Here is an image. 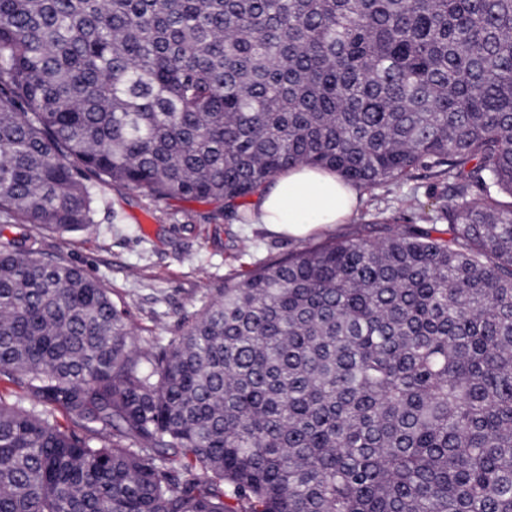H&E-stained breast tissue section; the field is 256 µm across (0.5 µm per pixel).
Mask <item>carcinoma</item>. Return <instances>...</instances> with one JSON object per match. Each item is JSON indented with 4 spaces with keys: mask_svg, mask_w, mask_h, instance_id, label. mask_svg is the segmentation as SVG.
<instances>
[{
    "mask_svg": "<svg viewBox=\"0 0 512 512\" xmlns=\"http://www.w3.org/2000/svg\"><path fill=\"white\" fill-rule=\"evenodd\" d=\"M298 164L446 195L148 354L98 278L0 242V512H512V0H0V224Z\"/></svg>",
    "mask_w": 512,
    "mask_h": 512,
    "instance_id": "obj_1",
    "label": "carcinoma"
}]
</instances>
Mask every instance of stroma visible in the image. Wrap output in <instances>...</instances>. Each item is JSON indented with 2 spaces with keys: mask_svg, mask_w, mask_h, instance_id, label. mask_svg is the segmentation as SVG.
Listing matches in <instances>:
<instances>
[{
  "mask_svg": "<svg viewBox=\"0 0 512 512\" xmlns=\"http://www.w3.org/2000/svg\"><path fill=\"white\" fill-rule=\"evenodd\" d=\"M439 189L434 177L416 171L398 184L364 190L356 217L366 224L379 211L400 223L417 220L410 199L431 206ZM216 204L155 200L110 187L99 192L97 224L72 235L35 230L43 258H64L101 280L113 301L129 312L131 346L146 353L173 342L185 319L201 311L226 278L302 247L349 232L337 224L294 240L260 224H234L216 217Z\"/></svg>",
  "mask_w": 512,
  "mask_h": 512,
  "instance_id": "obj_1",
  "label": "stroma"
}]
</instances>
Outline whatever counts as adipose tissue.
Wrapping results in <instances>:
<instances>
[{
	"label": "adipose tissue",
	"mask_w": 512,
	"mask_h": 512,
	"mask_svg": "<svg viewBox=\"0 0 512 512\" xmlns=\"http://www.w3.org/2000/svg\"><path fill=\"white\" fill-rule=\"evenodd\" d=\"M360 191L336 172L297 165L261 186L246 213L250 223L301 239L356 215Z\"/></svg>",
	"instance_id": "1"
}]
</instances>
